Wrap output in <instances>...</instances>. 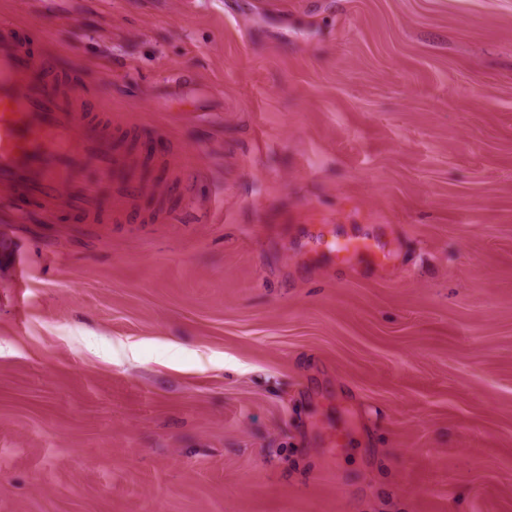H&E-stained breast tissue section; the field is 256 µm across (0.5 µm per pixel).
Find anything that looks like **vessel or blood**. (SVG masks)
<instances>
[{
  "instance_id": "b4317fda",
  "label": "vessel or blood",
  "mask_w": 512,
  "mask_h": 512,
  "mask_svg": "<svg viewBox=\"0 0 512 512\" xmlns=\"http://www.w3.org/2000/svg\"><path fill=\"white\" fill-rule=\"evenodd\" d=\"M37 23L0 21V190L16 211L59 212L83 224H121L150 190L110 113L77 92V71ZM329 255L376 263L370 238L323 241Z\"/></svg>"
}]
</instances>
